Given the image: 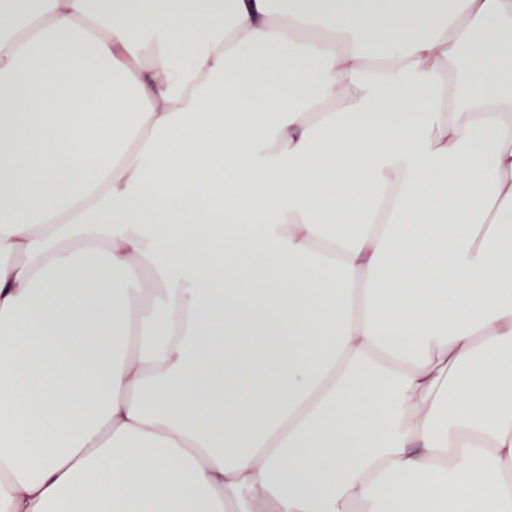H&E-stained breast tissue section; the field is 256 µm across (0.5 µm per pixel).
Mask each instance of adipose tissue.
<instances>
[{
    "label": "adipose tissue",
    "mask_w": 512,
    "mask_h": 512,
    "mask_svg": "<svg viewBox=\"0 0 512 512\" xmlns=\"http://www.w3.org/2000/svg\"><path fill=\"white\" fill-rule=\"evenodd\" d=\"M6 512H512V0H0Z\"/></svg>",
    "instance_id": "obj_1"
}]
</instances>
